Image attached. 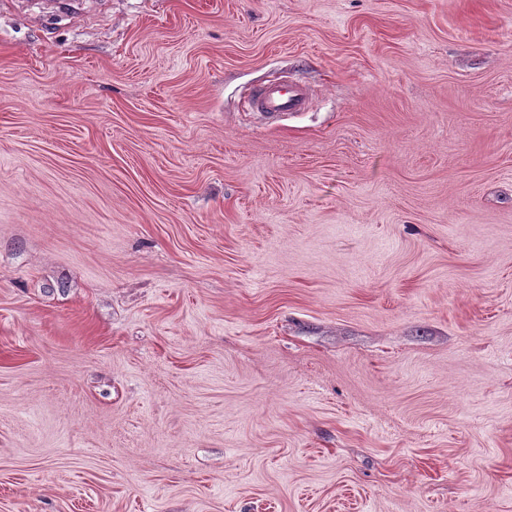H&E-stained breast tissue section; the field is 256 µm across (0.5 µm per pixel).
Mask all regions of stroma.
I'll use <instances>...</instances> for the list:
<instances>
[{"label": "stroma", "instance_id": "35a3bbf8", "mask_svg": "<svg viewBox=\"0 0 512 512\" xmlns=\"http://www.w3.org/2000/svg\"><path fill=\"white\" fill-rule=\"evenodd\" d=\"M0 512H512V0H0ZM310 95L306 87L295 82L281 81L268 85L257 95L252 106L270 116L304 112Z\"/></svg>", "mask_w": 512, "mask_h": 512}]
</instances>
